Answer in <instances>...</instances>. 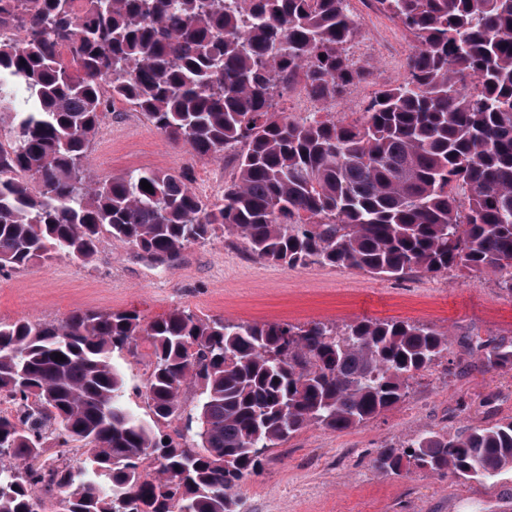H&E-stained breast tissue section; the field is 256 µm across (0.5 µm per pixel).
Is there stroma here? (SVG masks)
Returning <instances> with one entry per match:
<instances>
[{"label":"stroma","instance_id":"35a3bbf8","mask_svg":"<svg viewBox=\"0 0 512 512\" xmlns=\"http://www.w3.org/2000/svg\"><path fill=\"white\" fill-rule=\"evenodd\" d=\"M357 32L348 45L369 74L348 86L328 112L361 117L376 91L403 78L412 37L377 0H349ZM85 164L98 182L134 170L180 171L204 202H221L236 173L233 153L194 155L159 133L143 113L118 101L90 141ZM501 272L421 273L380 279L349 268L288 269L252 255L243 241L222 236L184 250L167 266L110 236L93 261L58 258L0 274V322H61L71 312L135 310L150 320L176 308L230 321L344 328L361 320L399 319L433 326L448 336V356L413 382L407 397L362 426L303 429L270 449L260 472L237 490L239 512H512V471L485 484L417 470L380 472L381 446L410 442L427 430L457 434L512 418V370L483 373L471 364L467 339L512 341V294ZM126 402L140 418L148 409L139 389L151 363L148 342L115 354Z\"/></svg>","mask_w":512,"mask_h":512}]
</instances>
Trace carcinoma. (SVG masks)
<instances>
[{
    "label": "carcinoma",
    "mask_w": 512,
    "mask_h": 512,
    "mask_svg": "<svg viewBox=\"0 0 512 512\" xmlns=\"http://www.w3.org/2000/svg\"><path fill=\"white\" fill-rule=\"evenodd\" d=\"M377 2L414 46L406 76L347 123L292 119L276 98L299 85L326 105L365 77L347 52L348 0H0V115L13 114L0 127V272L87 262L105 233L165 263L229 232L290 269H492L512 293V0ZM105 86L194 154L233 151L224 202L202 201L182 172L91 179ZM142 338L151 427L113 363ZM477 351V369H512V343ZM447 353L444 333L398 320L338 332L175 308L147 323L92 310L0 322V397L13 405L0 414V512H43L47 498L58 512H238L235 489L269 449L392 408ZM376 467L492 481L512 469V420L426 431L380 448Z\"/></svg>",
    "instance_id": "carcinoma-1"
}]
</instances>
